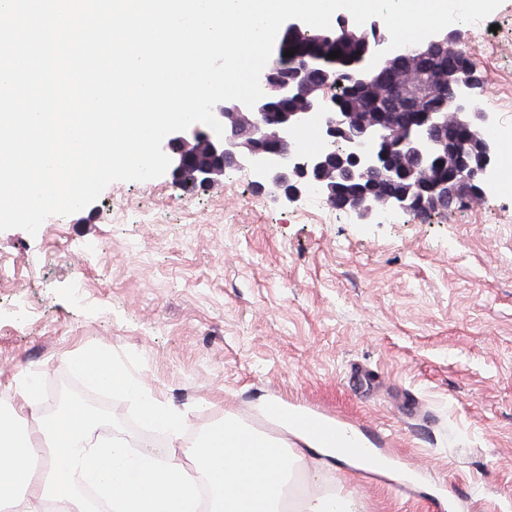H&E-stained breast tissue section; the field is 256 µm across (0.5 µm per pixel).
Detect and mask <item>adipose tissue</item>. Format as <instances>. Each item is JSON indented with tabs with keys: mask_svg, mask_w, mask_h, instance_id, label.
Here are the masks:
<instances>
[{
	"mask_svg": "<svg viewBox=\"0 0 512 512\" xmlns=\"http://www.w3.org/2000/svg\"><path fill=\"white\" fill-rule=\"evenodd\" d=\"M70 368L91 385L137 402L148 426L180 438L185 416L145 394L141 382L102 351L69 353ZM91 413L75 405L44 430L54 452L45 476H36L31 459L36 439L19 433L0 416V512H87L80 490L92 486L111 497L112 512H198L197 487L206 481L209 512H357L354 500L312 492L324 465L350 463L370 471L368 459L351 455L358 438L346 428L317 433L295 420H279V438L256 432L234 411L208 432L192 452L190 464L160 459L150 451L130 452L123 443L101 446L87 438Z\"/></svg>",
	"mask_w": 512,
	"mask_h": 512,
	"instance_id": "obj_1",
	"label": "adipose tissue"
}]
</instances>
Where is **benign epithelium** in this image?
I'll return each mask as SVG.
<instances>
[{"instance_id": "benign-epithelium-1", "label": "benign epithelium", "mask_w": 512, "mask_h": 512, "mask_svg": "<svg viewBox=\"0 0 512 512\" xmlns=\"http://www.w3.org/2000/svg\"><path fill=\"white\" fill-rule=\"evenodd\" d=\"M309 29L298 21L284 24L283 43H275L271 62L263 69L260 85L264 96L253 108L235 100L218 103L213 113L224 129L223 137L203 123H195L183 132L165 137L163 151L171 164L167 170L172 183L184 191L206 188L231 169H249L258 178V192L271 185L280 190L288 201L315 190L327 195L336 208L365 223L380 211L415 216H430L448 211L453 205L465 202L476 187L487 189L497 175L498 144L490 135L493 128L490 113L473 106L474 86L481 80L477 68L470 69V78L463 82L432 81L421 85L397 80L380 81L387 66L411 55L432 61L460 41V34L443 30L419 45L402 47L385 54L372 68L367 69L374 54L385 49L390 36L379 19L357 25L345 18L336 26L315 33L319 39L345 41L371 32L376 46L363 62L347 72L343 80L355 89L374 91L388 103H397L399 112H340L335 100L329 98L325 84L315 83L319 70L311 56H305L292 68L274 64L279 51L288 44L286 38ZM432 91L447 95L451 114L456 122L466 126L480 138L482 159L472 167L463 155L443 138L448 126V113L423 112L421 107ZM298 101L301 107L280 112L278 104ZM319 119L323 147L317 152H305L292 145L290 134ZM415 127L414 133L400 141L401 152L392 153L389 141L402 118ZM448 160L456 175L438 178L430 174L437 156ZM399 170L412 177L410 187L382 192L379 181ZM431 185L428 196L418 194L420 182Z\"/></svg>"}]
</instances>
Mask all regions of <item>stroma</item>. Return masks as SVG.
<instances>
[{
	"label": "stroma",
	"instance_id": "35a3bbf8",
	"mask_svg": "<svg viewBox=\"0 0 512 512\" xmlns=\"http://www.w3.org/2000/svg\"><path fill=\"white\" fill-rule=\"evenodd\" d=\"M456 29L485 81L475 106L512 127V0ZM254 180L233 170L195 193L166 175L117 181L37 235L0 232V412L38 433L68 381L97 404L92 437L183 461L228 410L279 435L263 397L418 467L408 485L325 469L320 489L358 512H512V190L361 224ZM81 348L186 411L181 439L85 384L65 361Z\"/></svg>",
	"mask_w": 512,
	"mask_h": 512
}]
</instances>
